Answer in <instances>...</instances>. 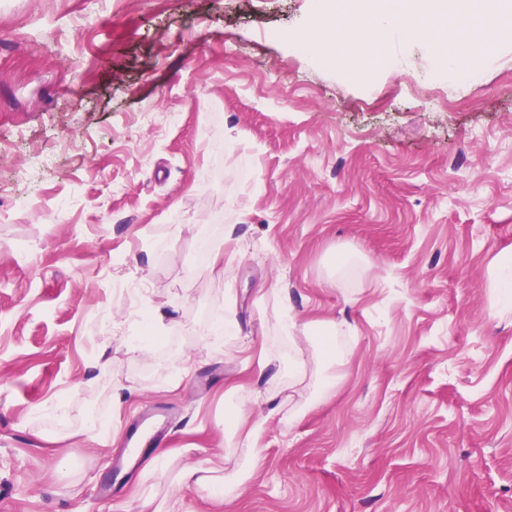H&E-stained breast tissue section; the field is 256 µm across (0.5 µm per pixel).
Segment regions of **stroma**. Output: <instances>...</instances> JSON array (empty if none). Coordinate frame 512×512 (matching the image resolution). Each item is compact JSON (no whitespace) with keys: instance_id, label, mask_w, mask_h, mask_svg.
I'll return each mask as SVG.
<instances>
[{"instance_id":"35a3bbf8","label":"stroma","mask_w":512,"mask_h":512,"mask_svg":"<svg viewBox=\"0 0 512 512\" xmlns=\"http://www.w3.org/2000/svg\"><path fill=\"white\" fill-rule=\"evenodd\" d=\"M320 6L0 0V512H512V314L488 312L512 256V44L469 85L417 45L354 78L291 45ZM201 233L223 270L194 262ZM115 256L164 324L139 354ZM287 308L315 329L306 383L322 346L342 356L306 412ZM147 400L174 408L171 443L105 501ZM233 420L263 423L253 460ZM217 451L212 486L179 484Z\"/></svg>"}]
</instances>
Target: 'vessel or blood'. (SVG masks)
Returning a JSON list of instances; mask_svg holds the SVG:
<instances>
[{"mask_svg":"<svg viewBox=\"0 0 512 512\" xmlns=\"http://www.w3.org/2000/svg\"><path fill=\"white\" fill-rule=\"evenodd\" d=\"M170 412L154 402H147L141 415L124 429L125 455L112 464L111 482L101 484V497L110 499L116 494V486L139 468V463L150 449L162 447L168 433Z\"/></svg>","mask_w":512,"mask_h":512,"instance_id":"vessel-or-blood-1","label":"vessel or blood"}]
</instances>
